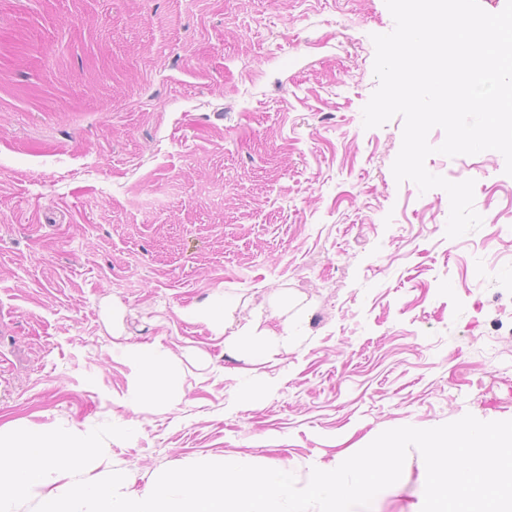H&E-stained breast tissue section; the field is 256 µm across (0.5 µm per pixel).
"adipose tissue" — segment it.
I'll return each instance as SVG.
<instances>
[{
	"instance_id": "ef3b65f1",
	"label": "adipose tissue",
	"mask_w": 512,
	"mask_h": 512,
	"mask_svg": "<svg viewBox=\"0 0 512 512\" xmlns=\"http://www.w3.org/2000/svg\"><path fill=\"white\" fill-rule=\"evenodd\" d=\"M206 317L212 330L223 336L225 345L247 357L251 356L253 347L258 345L265 346L267 355L273 356L294 350L299 344L298 337L292 334L289 326L276 330L264 326L258 318L244 323L236 322L232 306L226 303L210 306ZM115 348L135 368L136 386L130 395L131 405L171 404L184 398L181 374L162 346H134L119 342Z\"/></svg>"
}]
</instances>
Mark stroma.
<instances>
[{"label":"stroma","instance_id":"35a3bbf8","mask_svg":"<svg viewBox=\"0 0 512 512\" xmlns=\"http://www.w3.org/2000/svg\"><path fill=\"white\" fill-rule=\"evenodd\" d=\"M385 0H0V431L133 429L83 479L142 490L245 456L305 486L382 431L512 419V267L495 151L430 155L498 216L445 235L444 190L396 182L402 118L367 129ZM288 317L254 363L196 305ZM161 344L186 396L128 404L114 342ZM422 456L369 512H412Z\"/></svg>","mask_w":512,"mask_h":512}]
</instances>
